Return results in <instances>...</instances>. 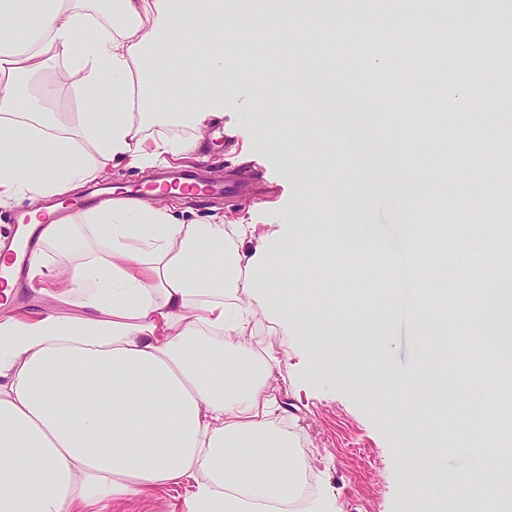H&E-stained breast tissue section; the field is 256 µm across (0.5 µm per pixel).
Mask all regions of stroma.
<instances>
[{
  "mask_svg": "<svg viewBox=\"0 0 512 512\" xmlns=\"http://www.w3.org/2000/svg\"><path fill=\"white\" fill-rule=\"evenodd\" d=\"M297 24L282 30L257 27L241 31L227 42L228 70L224 95V122L210 127L198 152L174 163L177 171L218 176L226 188L220 198L167 195L163 205L185 221L205 222L223 214L231 222L248 215L255 237L267 231L292 238L294 253L287 261L279 296L291 305L315 299L311 318L301 323L271 322L262 311L265 295L253 296L259 309V350L280 360L273 369L282 409L275 424L293 434L297 452L307 463L311 493L326 495L336 512H397L407 487L424 484L422 469H405V458H434L451 473L482 481L485 471L480 450L486 443L503 446L502 436L484 430L461 442L449 433L447 417H435L436 437L403 447L401 431L424 412L420 387L443 390L449 369L467 370L473 352L484 349L482 331L473 325L476 300H467V313L441 314L440 334L448 344L446 355L431 346V330L419 327L421 303L437 290L434 261L410 251L405 223L432 224L447 197L444 186L429 176L430 163L451 169L452 157L433 125H418V115L429 105L418 88L426 71L420 44L410 36L413 15L424 19L423 29L452 45L468 29L480 28L487 52L512 49V0H502L497 12L485 11L482 0H377L376 23L364 22L366 0H339L323 9L313 0H288ZM446 13L461 27H437L435 18ZM400 77L393 94L381 97L375 119L360 112V100L375 76ZM471 96L457 100L456 111L472 114L495 110L501 77L489 70H471ZM359 120L365 143L344 162L326 116ZM267 120L266 138L253 137V127ZM238 129L249 150L229 142L227 129ZM503 154L498 133L485 129L470 142L466 162L477 178L468 182L457 219L464 224H494L502 207L486 196L481 182L499 178ZM413 171L422 196L400 210L392 190L394 171ZM152 180L146 169L119 166L105 177L87 183L76 197L64 199L66 211L88 209L91 197L113 189L115 194L139 192ZM376 227L379 249L362 252L352 270L339 261L337 237L346 222ZM319 260H308L311 251ZM388 282L380 296L370 291L372 280ZM78 298L62 303L47 298L39 288L23 289L11 299L9 314L50 312L73 315ZM337 361L325 368L323 357ZM403 403L402 412L388 410V400ZM180 482L146 491L128 500L112 502L110 512H182L196 483Z\"/></svg>",
  "mask_w": 512,
  "mask_h": 512,
  "instance_id": "stroma-1",
  "label": "stroma"
}]
</instances>
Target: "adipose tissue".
I'll return each mask as SVG.
<instances>
[{"instance_id": "adipose-tissue-1", "label": "adipose tissue", "mask_w": 512, "mask_h": 512, "mask_svg": "<svg viewBox=\"0 0 512 512\" xmlns=\"http://www.w3.org/2000/svg\"><path fill=\"white\" fill-rule=\"evenodd\" d=\"M0 0V206L24 198L31 215L108 167L166 165L224 118V39L295 16L251 0ZM208 48L188 97L161 93L153 63ZM99 109L58 120L54 90L17 110L23 81L49 61ZM191 128L188 140H148L142 118ZM30 146L34 161L19 159ZM93 244L82 262L29 259V278L55 299L82 298L80 315L0 318V512H107L113 499L210 475L185 512H328L298 499L307 464L274 423L279 392L254 350L249 299L279 287L293 242L244 251L251 227L182 222L152 202L110 197L42 225L47 246H69L79 227ZM459 512L498 493L495 482L432 474L401 512L438 505L447 487Z\"/></svg>"}]
</instances>
